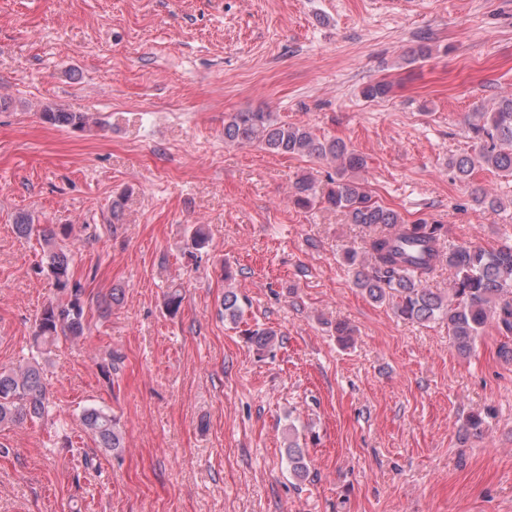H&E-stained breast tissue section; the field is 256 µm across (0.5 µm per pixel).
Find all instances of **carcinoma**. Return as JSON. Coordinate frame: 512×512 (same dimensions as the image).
<instances>
[{
  "mask_svg": "<svg viewBox=\"0 0 512 512\" xmlns=\"http://www.w3.org/2000/svg\"><path fill=\"white\" fill-rule=\"evenodd\" d=\"M390 91L389 83L378 81L365 85L362 96L375 100ZM41 120L52 126L83 128L90 116L46 106ZM469 129L474 152L448 158L452 179L466 181L478 167L512 178V94L500 97L489 111L472 113ZM224 142H258L273 153L309 155L336 163L335 174L328 175L324 188L305 175L297 178L291 201L300 209L325 204L342 213L348 223L365 229L363 249L348 248L344 258L353 270L355 286L370 300L391 303L405 320L446 322L452 345L461 355L470 353L491 322L500 332L512 334V246L488 250L476 245H446L442 225L425 218L409 222L399 211L375 199L356 178L367 166L366 158L345 141L321 139L305 126L277 121L270 112L230 114L224 120ZM14 226L21 238L39 234L48 270L62 295L61 301L44 306L37 318L33 347L44 355L59 337L76 340L86 330L85 288L71 273L66 246L72 228L47 225L39 229L25 214L15 217ZM444 263L454 271L446 296L427 287ZM241 314L238 296L225 292L224 317L236 323ZM245 335L259 351L272 347L277 339L273 329H247ZM44 366L45 361L33 358L16 368L0 370V425L25 418L39 420L49 413ZM82 424L103 451L121 452L123 437L113 415L88 408L82 414ZM286 455L292 475L305 478L308 465L297 441L288 440Z\"/></svg>",
  "mask_w": 512,
  "mask_h": 512,
  "instance_id": "carcinoma-1",
  "label": "carcinoma"
}]
</instances>
